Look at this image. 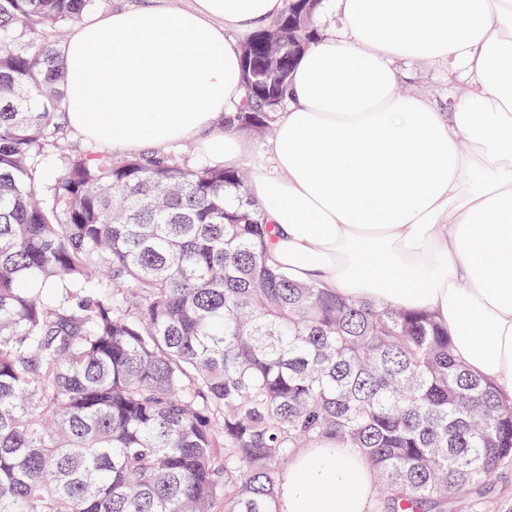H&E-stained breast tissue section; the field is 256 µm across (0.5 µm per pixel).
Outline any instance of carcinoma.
<instances>
[{
    "label": "carcinoma",
    "instance_id": "carcinoma-1",
    "mask_svg": "<svg viewBox=\"0 0 512 512\" xmlns=\"http://www.w3.org/2000/svg\"><path fill=\"white\" fill-rule=\"evenodd\" d=\"M99 0H0V512H279L302 448H356L374 512H512V397L429 311L269 263L240 169L70 145L60 32ZM244 44L261 134L321 0ZM282 65L267 71L265 33Z\"/></svg>",
    "mask_w": 512,
    "mask_h": 512
}]
</instances>
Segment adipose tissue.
I'll use <instances>...</instances> for the list:
<instances>
[{
	"instance_id": "adipose-tissue-1",
	"label": "adipose tissue",
	"mask_w": 512,
	"mask_h": 512,
	"mask_svg": "<svg viewBox=\"0 0 512 512\" xmlns=\"http://www.w3.org/2000/svg\"><path fill=\"white\" fill-rule=\"evenodd\" d=\"M286 5L155 0L85 21L62 51L70 128L121 153L199 141L235 168L241 47ZM315 22L245 185L277 227L272 263L435 313L456 356L512 396V0H333ZM423 60L466 85L448 111L399 91L400 63ZM374 495L361 453L330 440L300 449L278 489L280 512H370Z\"/></svg>"
}]
</instances>
